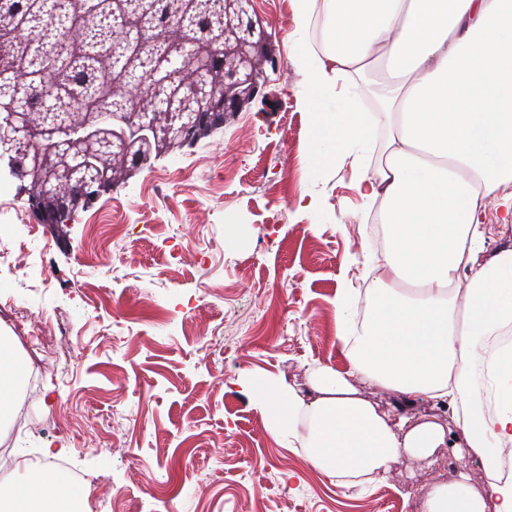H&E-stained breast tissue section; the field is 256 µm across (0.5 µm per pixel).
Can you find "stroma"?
<instances>
[{
  "instance_id": "obj_1",
  "label": "stroma",
  "mask_w": 512,
  "mask_h": 512,
  "mask_svg": "<svg viewBox=\"0 0 512 512\" xmlns=\"http://www.w3.org/2000/svg\"><path fill=\"white\" fill-rule=\"evenodd\" d=\"M254 8L281 59L264 82L276 107L252 102L44 233L0 208V241L25 243L18 259L32 277L46 266L57 274L40 289L0 278V324L16 304L58 309L72 339L30 341L13 328L29 361L22 398L33 423L11 425L0 457L14 445L36 460L62 449L69 472L88 478L78 491L97 490L86 512H113L117 488L138 512H411L423 490L459 472L485 493L481 462L456 448L400 456L384 482L333 484L274 437L252 398L253 379L301 388L312 364L345 368L336 295L358 287L366 265L355 182L389 132L375 111L380 140L362 166L314 168L294 0ZM222 153L237 166L218 168ZM117 216L135 226L133 244L114 235ZM83 252L95 266L80 265ZM75 278L86 293L68 292Z\"/></svg>"
}]
</instances>
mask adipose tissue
Masks as SVG:
<instances>
[{
  "instance_id": "1",
  "label": "adipose tissue",
  "mask_w": 512,
  "mask_h": 512,
  "mask_svg": "<svg viewBox=\"0 0 512 512\" xmlns=\"http://www.w3.org/2000/svg\"><path fill=\"white\" fill-rule=\"evenodd\" d=\"M298 53L312 82V162L357 154L374 138L345 82L375 64L391 137L356 189L380 204L385 247L365 313L340 289L336 340L346 370L310 367L303 390L269 380L256 398L277 438H296L312 468L342 486L385 476L403 454L450 447L438 424L408 426L360 397L371 384L405 401L452 409L488 495L458 475L424 490L416 512H512V477L498 450L512 443V248L475 266L487 233L477 203L512 209V0H295ZM27 358L0 335V425L21 409ZM15 480L0 512H83L53 471L13 453Z\"/></svg>"
}]
</instances>
